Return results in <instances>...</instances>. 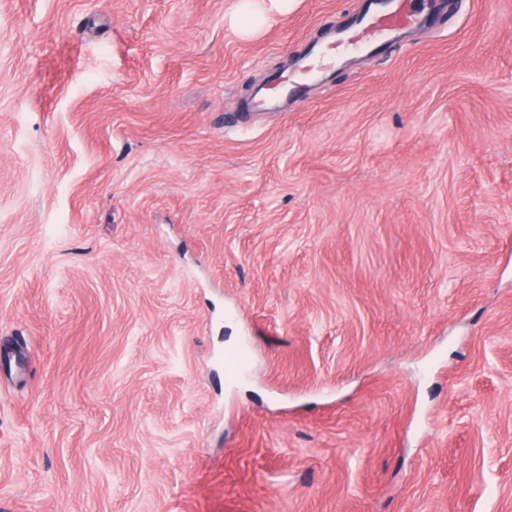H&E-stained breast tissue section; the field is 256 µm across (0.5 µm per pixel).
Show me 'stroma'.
Listing matches in <instances>:
<instances>
[{"mask_svg": "<svg viewBox=\"0 0 512 512\" xmlns=\"http://www.w3.org/2000/svg\"><path fill=\"white\" fill-rule=\"evenodd\" d=\"M258 3L0 0V512H512V0ZM409 0H364L363 11L334 35L331 47H314L310 65H303L295 79L280 74L273 78L267 94L261 99H291L300 102L309 81L323 79L343 60V55L354 52H374L387 42L402 37L407 30L422 24V11L413 10Z\"/></svg>", "mask_w": 512, "mask_h": 512, "instance_id": "1", "label": "stroma"}]
</instances>
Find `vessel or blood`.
Listing matches in <instances>:
<instances>
[{"label":"vessel or blood","instance_id":"1","mask_svg":"<svg viewBox=\"0 0 512 512\" xmlns=\"http://www.w3.org/2000/svg\"><path fill=\"white\" fill-rule=\"evenodd\" d=\"M364 3L363 11L335 34L331 47L313 48L310 64L302 66L298 77L275 76L267 90L268 97L301 101L307 83L325 78L345 54L375 51L423 22L421 11L412 9L407 0Z\"/></svg>","mask_w":512,"mask_h":512}]
</instances>
